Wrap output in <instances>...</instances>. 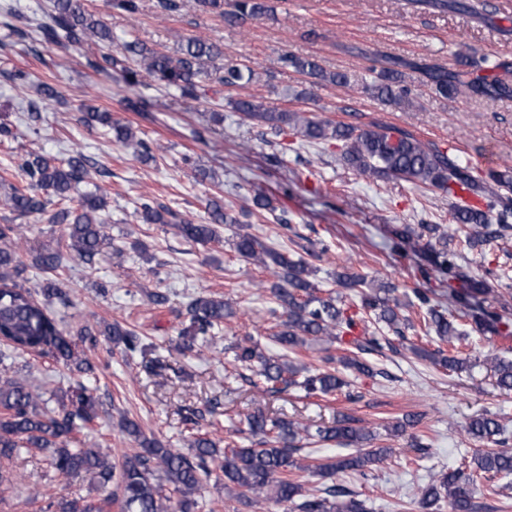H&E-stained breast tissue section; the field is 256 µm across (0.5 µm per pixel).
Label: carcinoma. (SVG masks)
I'll use <instances>...</instances> for the list:
<instances>
[{"label": "carcinoma", "instance_id": "carcinoma-1", "mask_svg": "<svg viewBox=\"0 0 512 512\" xmlns=\"http://www.w3.org/2000/svg\"><path fill=\"white\" fill-rule=\"evenodd\" d=\"M267 0H235L231 17L236 20L257 18L267 14ZM16 24L11 33L20 41L31 40L30 50L42 46L64 50H80L94 41L105 52L87 65L98 73L112 69L131 59L136 68H123L126 83L132 87H149L156 82L176 88L182 97L198 100L208 92L220 93L222 87L239 86L253 80L254 72L238 63L224 62L221 46L209 39L194 37L181 44L176 54L160 53L139 41L126 42L119 55L112 53L109 28L86 13L82 0H54L53 9L43 18L31 21L13 16ZM280 61L314 79V83L349 84L345 73H328L311 58H298L288 53ZM462 69L449 72L435 66L423 67V73L435 94L448 97L466 87L480 95L499 99L512 98V85L500 80L490 83L467 82L471 69H482L485 57L463 55ZM405 63L390 60L377 73L374 91L387 100L412 104L411 90L404 85L402 67ZM41 101L28 100L26 112L37 115L41 104L58 100L51 86L39 85ZM234 109L248 120L270 129L291 126L310 143L330 142L340 149V159L362 174L375 178H397L415 184L423 190L448 193L452 224L409 225L397 232L402 238L412 235L427 237L425 247L433 251V265L452 270L462 256L512 231V168H490L481 176L462 164L451 149L424 142L414 134L396 127L373 124L359 128L329 120H313L299 112L275 111L250 98L234 101ZM82 120L89 126L99 125L111 132L114 142L133 150L142 161L155 159L153 149L137 137L133 129L112 117V113L87 106ZM22 184L0 182V206L18 217L42 216L48 224L65 225L66 250L41 251L33 265L45 273L40 286L43 302L34 299L31 291L18 282L27 270L21 257L25 239L24 224L0 225V364L20 353H38L55 361L75 359V351L58 322L48 311V305L58 301L71 304L70 294L59 278V271L71 260L86 264L104 251L121 262L124 249L112 243V235L103 213L107 194L100 187L81 191L92 183L94 167L90 159L75 151L64 160L44 154H29L21 165ZM210 223L194 224L162 203L145 202L137 212L143 224H172L180 236L193 244L206 245L219 240V226L238 224L239 217L224 208L217 199L209 201ZM232 249L240 258L250 261L274 277L271 293L283 310L285 319L278 324L275 341L282 352L266 355L249 339L233 341L228 349L234 361L253 369L251 386L258 394L282 393L297 387L307 397L328 396L343 391L349 383L342 371L373 378L376 372L359 355L398 352L409 346L418 356L430 359L453 372L471 367L469 355L458 351L447 354L438 348L426 350L408 344L405 330L415 329L405 310L417 308L422 313L421 330L446 343L461 338L458 323L448 319L439 309L432 291L413 289V298L403 301L397 295L398 286L390 282L370 285L365 278L347 270L336 273V284L347 290L359 289L360 308L368 319H356L343 297H321L318 285L311 280L312 268L303 260H294L287 251L266 245L257 236L236 234ZM501 274L488 271L476 278H463L456 288H449L448 298L460 306L463 317H470L480 329L499 336H511L509 324L497 315L487 313L481 303L495 293L494 284ZM235 312L221 297L198 296L187 307L188 322L179 331L173 348L181 355L192 353L209 341L208 335L224 326V320ZM387 327L393 337L380 335ZM103 335L112 346L134 352L141 345L137 334L118 322L106 327ZM323 340L340 345L343 354L336 357L342 370H320L295 359V351L310 340ZM496 387L512 391V359L489 354L486 357ZM99 401L93 390L81 383L69 404L56 408L52 398L35 392L25 377L8 378L0 382V457L11 459L36 449L45 454L47 472L60 483L72 474L86 472L95 475L103 485L114 483L117 492L103 501L68 499L52 503L56 512H104L112 505L120 512H191L192 496L198 493L207 463L221 459L224 488L237 490L253 502L273 500L291 504L296 512H371L369 500L347 487L335 484L322 489L304 490L297 473L312 468L327 475L353 471L366 475L371 466L392 453L390 448H373L375 434L361 426V420L341 414L330 424L300 426L281 417L270 418L262 412L246 416V431L260 437L258 446H234L219 451L216 442L202 431L198 415L191 411L185 416L183 435L188 453L175 451L159 442L147 439L133 419L123 421V431L139 445L138 450L112 462L109 448H99L89 442L90 432L98 419ZM472 438L494 445L491 450L477 449L470 461L440 473L416 492L420 512H435L443 499L452 512H480L477 504V478L512 475V434L491 414L472 417L464 425ZM319 442H336L357 448L356 453L331 457L313 467L301 464L297 458L302 437Z\"/></svg>", "mask_w": 512, "mask_h": 512}]
</instances>
